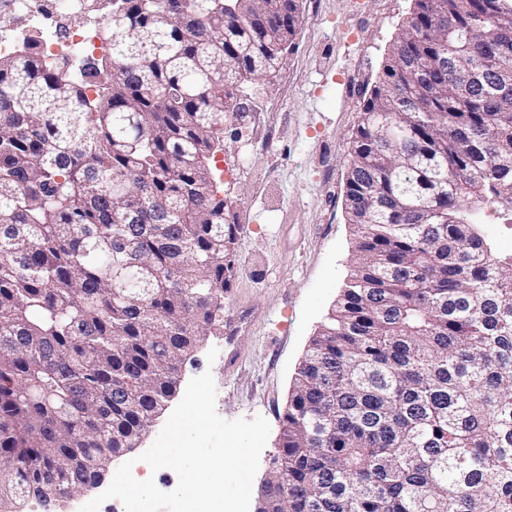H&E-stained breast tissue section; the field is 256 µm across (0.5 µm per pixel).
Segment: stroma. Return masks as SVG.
<instances>
[{"label":"stroma","instance_id":"obj_1","mask_svg":"<svg viewBox=\"0 0 512 512\" xmlns=\"http://www.w3.org/2000/svg\"><path fill=\"white\" fill-rule=\"evenodd\" d=\"M299 4L301 22L279 67L234 88L242 116L225 125L215 157L225 221L236 227L224 316L240 327L205 336L181 368L185 384L212 373L222 418L269 422L257 488L278 449L295 370L353 270L351 137L413 0Z\"/></svg>","mask_w":512,"mask_h":512}]
</instances>
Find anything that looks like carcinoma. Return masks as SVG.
Masks as SVG:
<instances>
[{
  "instance_id": "carcinoma-1",
  "label": "carcinoma",
  "mask_w": 512,
  "mask_h": 512,
  "mask_svg": "<svg viewBox=\"0 0 512 512\" xmlns=\"http://www.w3.org/2000/svg\"><path fill=\"white\" fill-rule=\"evenodd\" d=\"M73 0V75L0 58V512L99 485L224 323L212 162L298 0ZM354 273L295 372L258 512H512V0H414L363 99ZM422 275L417 283L411 271ZM483 222L489 223L483 228L496 246L501 251H512V224H497L500 221L493 218L484 219Z\"/></svg>"
}]
</instances>
